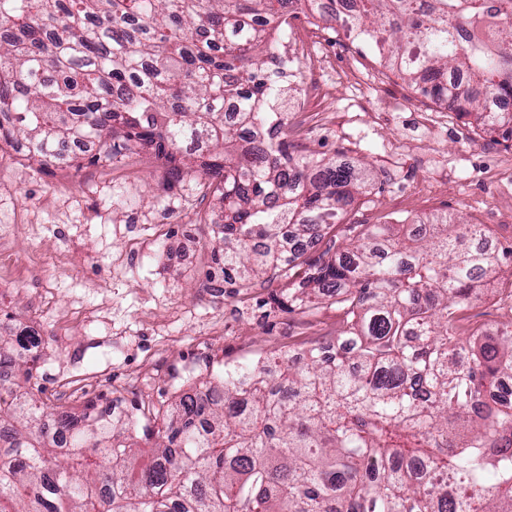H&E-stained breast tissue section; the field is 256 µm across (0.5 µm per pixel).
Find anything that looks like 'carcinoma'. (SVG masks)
<instances>
[{
    "label": "carcinoma",
    "instance_id": "cac0c4a2",
    "mask_svg": "<svg viewBox=\"0 0 512 512\" xmlns=\"http://www.w3.org/2000/svg\"><path fill=\"white\" fill-rule=\"evenodd\" d=\"M321 0H0V142L49 166L74 143L110 162L150 150L170 179H219L214 254L233 288H270L290 311L330 300L336 345L303 363L271 352L197 398L100 414L60 405L47 426L37 337L0 332V512H512V317L461 335L502 272L483 224H351L328 231L372 179L365 164L293 154L280 139V55L294 4ZM381 63L487 135L512 138V0H340ZM325 242L315 258L289 242ZM142 437L155 440L137 467Z\"/></svg>",
    "mask_w": 512,
    "mask_h": 512
}]
</instances>
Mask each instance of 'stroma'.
<instances>
[{
  "label": "stroma",
  "mask_w": 512,
  "mask_h": 512,
  "mask_svg": "<svg viewBox=\"0 0 512 512\" xmlns=\"http://www.w3.org/2000/svg\"><path fill=\"white\" fill-rule=\"evenodd\" d=\"M292 76L274 106L290 149L314 159L366 161L376 177L347 224L433 215L483 224L512 245V141L489 136L408 87L373 45L336 23L299 13L284 36ZM209 178L169 181L143 150L67 173L0 146V225L14 242L17 295L0 322L43 331L40 398L56 407L74 389L119 390L124 407L172 401L205 371L250 365L335 341L342 313L279 306L280 286L233 294L205 287L217 272Z\"/></svg>",
  "instance_id": "obj_1"
}]
</instances>
